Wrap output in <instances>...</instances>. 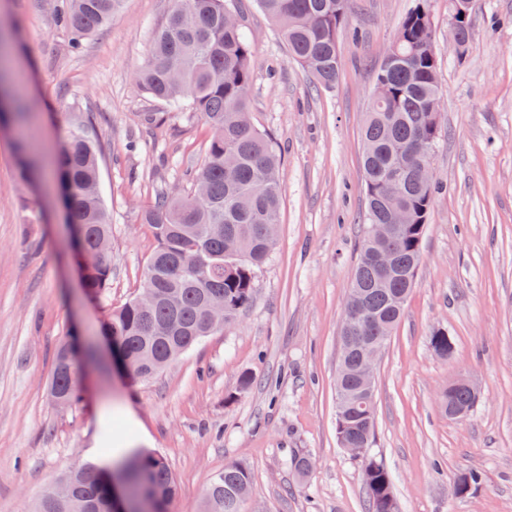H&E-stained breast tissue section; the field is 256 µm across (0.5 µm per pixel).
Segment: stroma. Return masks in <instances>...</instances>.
<instances>
[{"instance_id": "obj_1", "label": "stroma", "mask_w": 512, "mask_h": 512, "mask_svg": "<svg viewBox=\"0 0 512 512\" xmlns=\"http://www.w3.org/2000/svg\"><path fill=\"white\" fill-rule=\"evenodd\" d=\"M413 4L353 0L338 81L317 90L256 0H234L254 49L251 121L281 156L275 249L234 323L147 380L128 378L102 346L82 400L62 411L48 393L58 345L73 327L100 336L106 310L136 293L156 246L140 213L200 166L210 131L198 115L158 129L139 119L158 106L134 74L170 0H124L79 54L51 0H0V26L19 29L17 90L42 151L57 153L68 126L85 121L112 220V286L95 300L56 180L21 183L14 132L0 127V512H30L63 471L101 459L108 434L125 451L164 457L179 485L171 512H203L206 486L232 461L252 473L244 512H366L362 461L336 437V364L364 235L361 127L375 68ZM428 5L443 94L438 188L404 315L377 364L368 453L390 470L400 512H512V0H476L462 52L448 35V0ZM438 328L455 338L450 357L429 345ZM462 373L481 395L451 420L439 398ZM298 452L313 462L302 478L289 464ZM468 470L480 482L456 495Z\"/></svg>"}]
</instances>
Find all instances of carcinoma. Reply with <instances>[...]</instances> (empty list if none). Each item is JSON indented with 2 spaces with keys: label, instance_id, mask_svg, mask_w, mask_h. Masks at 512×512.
<instances>
[{
  "label": "carcinoma",
  "instance_id": "1",
  "mask_svg": "<svg viewBox=\"0 0 512 512\" xmlns=\"http://www.w3.org/2000/svg\"><path fill=\"white\" fill-rule=\"evenodd\" d=\"M123 0H57L54 18L70 34L71 49L85 42L117 14ZM275 23L290 58L318 89L336 85L339 70L336 42L345 27L351 0H257ZM228 0H173V7L151 36L146 59L135 82L165 112H142L148 126L164 124L173 114H199L209 129L201 167L187 174L188 190L173 195L165 189L141 213L156 241L138 293L109 310L103 335L124 371L133 379L150 378L203 337L210 334L204 320L206 301L224 298V316L234 321L251 302L255 279L268 259L274 240L264 235L279 223L282 189L279 155L271 139L249 120L254 51L241 27L224 23ZM396 57L381 61L377 99L365 113L363 170L367 210L365 224H389L392 208L405 218L387 235L365 237V250L390 253L393 269L383 277L359 261L350 289L361 295L358 308L375 320L349 334L346 375L337 394L336 435L343 445L370 444L375 433L374 405L358 398V377L364 348L386 346L404 309L401 293L411 288L421 255L435 183L421 186L424 156L418 144H437L439 131L429 104L437 97L433 82V33L426 0L402 18ZM28 107L13 98L0 121L24 126ZM21 179L42 175L31 136L16 144ZM51 175L62 185L64 213L73 224L77 247L96 255L83 277L94 297L105 295L112 278V223L100 193L96 139L85 123L69 127ZM433 352L446 358L454 341L442 329L429 337ZM94 346L65 342L54 362L50 396L60 410L81 399V376ZM452 404L472 412L478 396L472 388L453 389ZM123 476L129 498L151 510L170 512L178 487L165 459L155 453L133 452ZM367 512H399L392 476L373 456L362 460ZM104 470L94 464L72 467L62 477L76 491L46 489L35 512H110V486ZM251 472L242 462H229L206 490V512H242L239 492L249 487Z\"/></svg>",
  "mask_w": 512,
  "mask_h": 512
}]
</instances>
